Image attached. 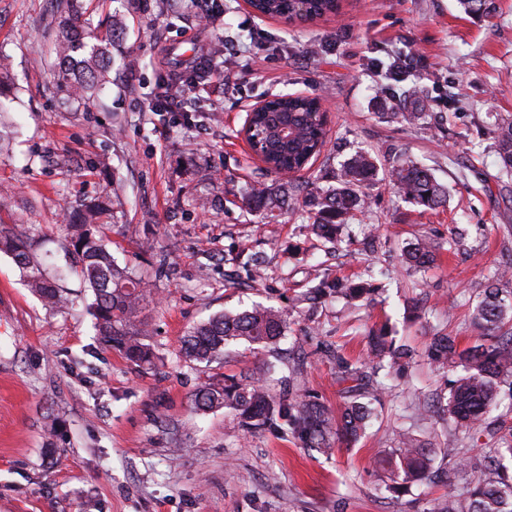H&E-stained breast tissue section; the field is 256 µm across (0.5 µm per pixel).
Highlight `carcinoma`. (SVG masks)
Instances as JSON below:
<instances>
[{
    "label": "carcinoma",
    "instance_id": "obj_1",
    "mask_svg": "<svg viewBox=\"0 0 512 512\" xmlns=\"http://www.w3.org/2000/svg\"><path fill=\"white\" fill-rule=\"evenodd\" d=\"M253 7L269 16L296 19L292 0H254ZM77 6L68 3L67 16L60 20L71 36L56 47L59 59L81 71L80 79L72 83L68 73H62L60 87L69 97L81 103L100 85L103 73L112 66L113 32L100 42L88 44L73 25L71 16ZM317 101L308 96H291L268 103L266 111L254 116L256 134L260 136L261 151L267 163L276 169H304L310 159L320 152L327 132L323 122L313 116ZM288 114V143L283 144L273 129ZM504 168L512 169V117L501 119L498 141ZM375 159L357 153L344 162L336 172V185L323 187L317 182L303 186L306 202L315 207L311 213L313 234L324 241L336 240L349 217L363 212L365 200L361 189L371 185L378 176ZM388 176L398 192L408 202L433 209L446 202V189L433 172L417 163L401 161L390 167ZM245 200L254 210L284 209L285 193L266 184L248 188ZM95 208H71L67 243L77 257L75 272L93 301L89 308L95 319L98 334L104 344L118 350L131 364L142 367L154 364L157 354L148 343V323L142 316L150 301L148 285L120 267L96 231ZM439 246L431 242L412 245L404 252V262L416 269L430 262ZM0 252L12 256L21 270L31 292L50 309H62L68 298L57 283V277L47 272L33 251V244L23 224H0ZM316 296L336 294L348 300H358L370 289L363 283L334 277H324L310 288ZM512 321V273L508 268L494 272L481 300L471 311V322L481 331L479 340L461 349L456 338L448 335L429 337L428 350L437 369H460L452 381L442 412L471 440L485 434L493 437L490 458L512 459V429H490L488 418L501 402L503 377H512V331L503 327ZM286 319L276 309L262 304L235 314L216 315L187 331L180 354L191 365L211 364L224 360V348L231 341H244L251 346L267 348L276 345L284 336ZM411 358L406 348H397L384 332L367 336V357L358 366L347 367L342 379L359 381L365 369L374 374H391L400 362ZM193 408L208 412L225 409L235 414L248 432H256L274 424L278 419L299 434L311 447L323 454L331 450V438L352 442L365 431L372 415L370 404L355 399L344 404L341 415L333 418L328 410L309 395H296L288 401L272 394L262 368L255 367L239 377L202 384L194 393ZM389 466L394 491L409 490L430 476L435 460L412 431L400 429L398 446L385 459ZM442 512H512V475L504 469L495 479L476 483L463 494L448 495Z\"/></svg>",
    "mask_w": 512,
    "mask_h": 512
}]
</instances>
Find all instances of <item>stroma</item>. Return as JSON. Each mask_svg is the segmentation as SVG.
<instances>
[{"label": "stroma", "instance_id": "1", "mask_svg": "<svg viewBox=\"0 0 512 512\" xmlns=\"http://www.w3.org/2000/svg\"><path fill=\"white\" fill-rule=\"evenodd\" d=\"M79 24L95 43L121 25L112 67L89 104H66L53 43L59 0H0V223L30 227L35 251L66 272L70 302L46 308L0 253V512H436L439 502L488 476L484 444L446 419L414 414V393L443 390L428 336L473 343L470 313L495 270L512 261V172L500 167L493 122L512 115V0L476 18L458 0H339L336 13L287 23L245 0H216L200 27L190 0H80ZM406 55L404 80L382 61ZM184 72L188 109L150 112L159 60ZM277 94L318 96L327 144L301 172L334 185L354 154L379 166L365 212L338 243L307 228L308 206L248 209L246 185L278 186L237 136L246 111ZM410 159L448 189L430 210L406 201L386 177ZM103 203L98 224L119 266L152 284L145 310L160 360L131 366L102 343L92 301L66 253L65 210ZM418 271L403 265L417 238L446 242ZM247 244L266 266L256 281L234 260ZM371 277L372 298L329 297L309 306L317 275ZM262 303L288 319L270 349L226 347L223 363L178 357L186 331L210 316ZM391 329L415 351L410 380L375 405L355 442L326 456L280 426L248 434L218 410L196 412L191 396L213 374L274 364V391L301 389L339 415L345 384L337 357L361 359L369 331ZM441 448L452 485L426 482L392 497L376 464L401 427Z\"/></svg>", "mask_w": 512, "mask_h": 512}]
</instances>
